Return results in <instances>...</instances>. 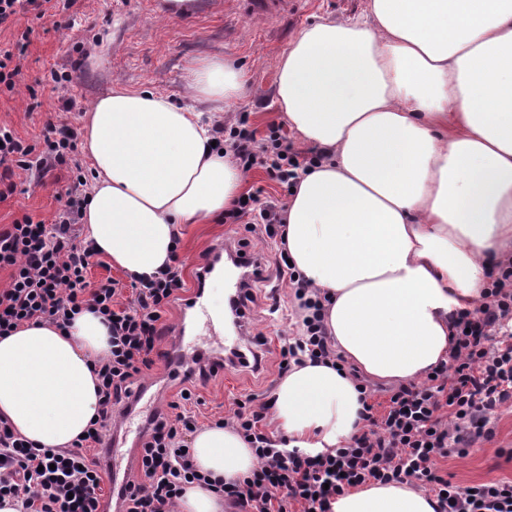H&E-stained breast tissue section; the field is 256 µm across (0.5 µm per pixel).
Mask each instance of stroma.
<instances>
[{"instance_id":"stroma-1","label":"stroma","mask_w":512,"mask_h":512,"mask_svg":"<svg viewBox=\"0 0 512 512\" xmlns=\"http://www.w3.org/2000/svg\"><path fill=\"white\" fill-rule=\"evenodd\" d=\"M367 0H295L291 11L274 18L245 15L241 0H195L190 12L167 16L163 0H76L69 10H49L40 20L21 18L0 27V43L16 40L23 29H31L30 44L16 78V93L0 95V125L11 128L29 143H39L46 123L82 127L89 105L112 89L147 88L165 95L178 105L206 113L213 122L232 125L247 117L257 138L271 128H281L288 140L296 135L285 127L276 103V78L283 52L312 21L326 18L338 22L364 18ZM200 60H221L244 73L246 83L238 98L214 103L192 98L188 91L192 67ZM71 70L69 94L72 111H64L50 70ZM69 183L67 171L48 176L44 185L30 187L0 200V226L23 215L54 223L63 210ZM247 240L252 250L274 257L276 250L262 246L247 225L186 224L180 235L178 255L184 263L187 290L197 286L196 272L215 247ZM278 306L289 311L291 299L285 282L269 277L256 290L250 303L251 333L268 340L265 365L260 372L237 369L217 374L208 381L180 375L170 379L164 361H157L140 381L157 399L160 414L180 389H191L204 402L201 426L232 412L235 400L253 394L265 397L278 385L280 339L289 333L288 319L270 320L268 310ZM161 345L173 348L177 334H185L203 350L223 346L224 339L212 335L201 309L186 308L176 301L161 321ZM495 434L477 445L468 456H450L440 466L453 484L465 487L489 480H512V405L499 408L494 418Z\"/></svg>"}]
</instances>
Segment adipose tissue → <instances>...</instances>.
I'll return each instance as SVG.
<instances>
[{"label":"adipose tissue","mask_w":512,"mask_h":512,"mask_svg":"<svg viewBox=\"0 0 512 512\" xmlns=\"http://www.w3.org/2000/svg\"><path fill=\"white\" fill-rule=\"evenodd\" d=\"M239 73L197 64L192 96L236 99ZM276 102L302 143L326 153L288 200L286 249L327 293L334 347L364 377L408 383L446 361L450 316L477 305L486 267L512 251V0H369L367 19L306 26L279 61ZM202 113L148 90L113 89L84 118L92 190L85 238L129 275L169 263L179 227L222 216L243 173L212 147ZM102 318L64 330L27 323L0 337V417L42 448H68L99 404ZM355 381L324 364L293 368L272 409L289 447L317 453L361 428ZM196 469L248 476L252 448L210 425ZM408 484L369 483L333 512H435Z\"/></svg>","instance_id":"obj_1"}]
</instances>
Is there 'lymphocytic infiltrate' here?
<instances>
[{
    "instance_id": "1",
    "label": "lymphocytic infiltrate",
    "mask_w": 512,
    "mask_h": 512,
    "mask_svg": "<svg viewBox=\"0 0 512 512\" xmlns=\"http://www.w3.org/2000/svg\"><path fill=\"white\" fill-rule=\"evenodd\" d=\"M214 139L217 148L230 149L242 170L262 168L289 188L299 171L324 158L318 150H296L275 128L267 141H257L242 119L229 128L216 127ZM42 141L35 147L0 125V185L6 193L15 192L19 170L37 184L60 167L71 173L65 208L54 224L26 215L0 228V270L10 272L8 284L0 287V336L31 322L63 328L87 309L107 323L111 349L94 363L97 415L71 447L34 446L0 418V498L14 500L18 512H103V469L88 451L101 444L118 415L130 411L135 385L161 357L159 322L185 289L184 267L176 260L153 279L132 282L133 297L125 303L117 280L89 281L94 253L77 229L87 200L77 133L50 123ZM285 214V207H267L258 195L247 194L225 211L224 221L251 220L274 239L284 235ZM287 259V252H280L271 265L287 279L301 317L280 346L279 376L306 359L344 365L328 336L319 291ZM487 276L480 306L453 313L450 360L439 363L432 376L390 390L383 404L369 384L358 382L364 426L339 447L315 455L282 447L262 428L271 402L258 404L249 395L236 400L223 423L249 438L258 466L241 480H213L191 459L187 438L196 431L198 416L188 409V397L171 402L170 416L150 421L129 492L121 497L122 512H176L178 499L193 483L222 495L239 512H332L337 496L348 489L408 482L436 496V512H512V481L459 487L438 466L439 459L466 455L492 437L494 412L512 402V257L495 262Z\"/></svg>"
}]
</instances>
